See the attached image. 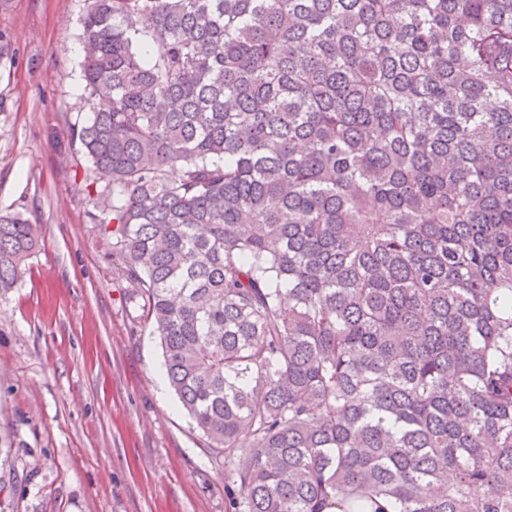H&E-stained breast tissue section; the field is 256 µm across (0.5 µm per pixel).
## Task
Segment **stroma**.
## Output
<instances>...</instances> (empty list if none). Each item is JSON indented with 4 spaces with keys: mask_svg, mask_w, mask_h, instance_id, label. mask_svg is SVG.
I'll return each instance as SVG.
<instances>
[{
    "mask_svg": "<svg viewBox=\"0 0 512 512\" xmlns=\"http://www.w3.org/2000/svg\"><path fill=\"white\" fill-rule=\"evenodd\" d=\"M83 9L0 0V213L39 230L0 295V512H225L224 466L160 381L99 228L108 178L73 135Z\"/></svg>",
    "mask_w": 512,
    "mask_h": 512,
    "instance_id": "35a3bbf8",
    "label": "stroma"
}]
</instances>
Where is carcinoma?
<instances>
[{"label":"carcinoma","instance_id":"1","mask_svg":"<svg viewBox=\"0 0 512 512\" xmlns=\"http://www.w3.org/2000/svg\"><path fill=\"white\" fill-rule=\"evenodd\" d=\"M84 4L100 229L227 512H512V0ZM37 243L0 215L1 291Z\"/></svg>","mask_w":512,"mask_h":512}]
</instances>
